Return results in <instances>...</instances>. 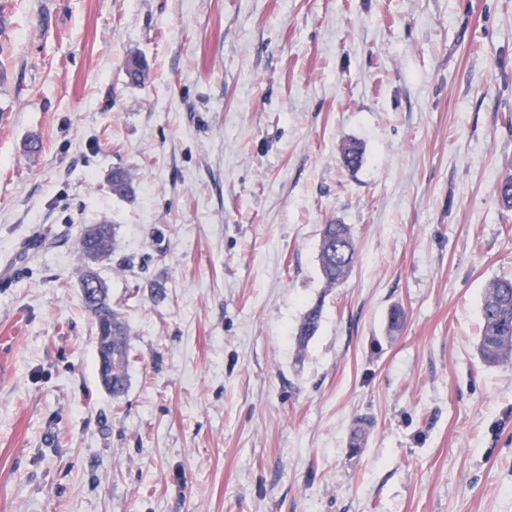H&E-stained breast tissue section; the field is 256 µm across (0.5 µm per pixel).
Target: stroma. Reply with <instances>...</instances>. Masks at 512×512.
I'll list each match as a JSON object with an SVG mask.
<instances>
[{
    "mask_svg": "<svg viewBox=\"0 0 512 512\" xmlns=\"http://www.w3.org/2000/svg\"><path fill=\"white\" fill-rule=\"evenodd\" d=\"M511 171L512 0H0V512H512V362L477 351ZM356 257V245L350 228L345 224H324L319 248V266L326 287L335 288L343 283ZM114 242V227L110 224H99L97 236L91 241L82 236L79 231L78 251L85 261L90 260L92 254H96L100 259L112 253ZM101 284L103 288L102 299L94 302L91 301L89 297H85L84 295L82 299L85 307L93 316L95 324V347L97 356L99 353L103 352L105 345V337L99 333L98 324L100 322H109L112 325V341L113 344L119 345L121 355L117 361H113L112 363V387H108L105 381L101 378L100 382L105 389L110 392L112 391V395H118L124 391L127 382L126 366L129 358L128 331L121 313L117 309H114L108 300L107 289L104 282L101 281ZM114 381L118 387H115Z\"/></svg>",
    "mask_w": 512,
    "mask_h": 512,
    "instance_id": "35a3bbf8",
    "label": "stroma"
}]
</instances>
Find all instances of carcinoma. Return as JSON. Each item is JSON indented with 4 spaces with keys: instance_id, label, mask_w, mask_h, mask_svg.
Masks as SVG:
<instances>
[{
    "instance_id": "obj_1",
    "label": "carcinoma",
    "mask_w": 512,
    "mask_h": 512,
    "mask_svg": "<svg viewBox=\"0 0 512 512\" xmlns=\"http://www.w3.org/2000/svg\"><path fill=\"white\" fill-rule=\"evenodd\" d=\"M501 205L512 208V174L506 175L496 187ZM115 236L110 224L98 226L97 236L91 240L78 236V251L83 259L92 255L100 258L112 253ZM357 250L350 228L345 224H325L322 228L319 266L320 274L328 288L343 283L353 267ZM85 307L93 316L94 324L108 322L112 325V341L119 345L120 358L112 363V379L116 386L112 394L118 395L127 382L126 366L129 358L128 331L121 313L112 307L108 297L94 302L83 298ZM482 331L478 350L482 360L491 365L512 360V279L502 277L490 283L481 306ZM321 322V307L309 309L298 329L299 343L305 344L316 334Z\"/></svg>"
}]
</instances>
